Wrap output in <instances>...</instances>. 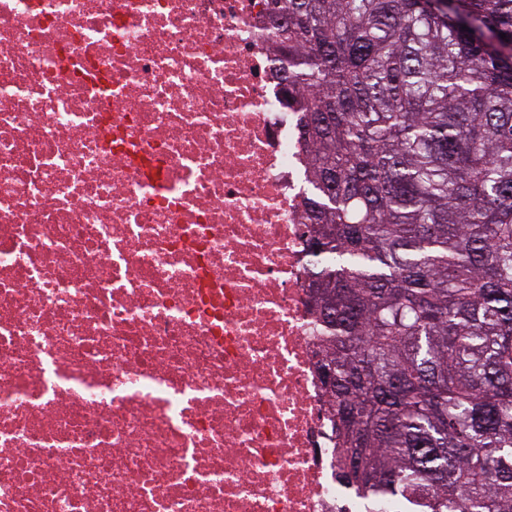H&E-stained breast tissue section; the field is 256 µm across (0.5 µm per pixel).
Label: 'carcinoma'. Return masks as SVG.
<instances>
[{"label":"carcinoma","mask_w":512,"mask_h":512,"mask_svg":"<svg viewBox=\"0 0 512 512\" xmlns=\"http://www.w3.org/2000/svg\"><path fill=\"white\" fill-rule=\"evenodd\" d=\"M267 10L340 478L403 512H512V0Z\"/></svg>","instance_id":"cac0c4a2"}]
</instances>
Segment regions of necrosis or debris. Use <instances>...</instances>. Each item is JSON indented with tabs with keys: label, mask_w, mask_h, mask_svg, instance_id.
Wrapping results in <instances>:
<instances>
[{
	"label": "necrosis or debris",
	"mask_w": 512,
	"mask_h": 512,
	"mask_svg": "<svg viewBox=\"0 0 512 512\" xmlns=\"http://www.w3.org/2000/svg\"><path fill=\"white\" fill-rule=\"evenodd\" d=\"M266 0H0V512H398L338 478Z\"/></svg>",
	"instance_id": "1"
}]
</instances>
